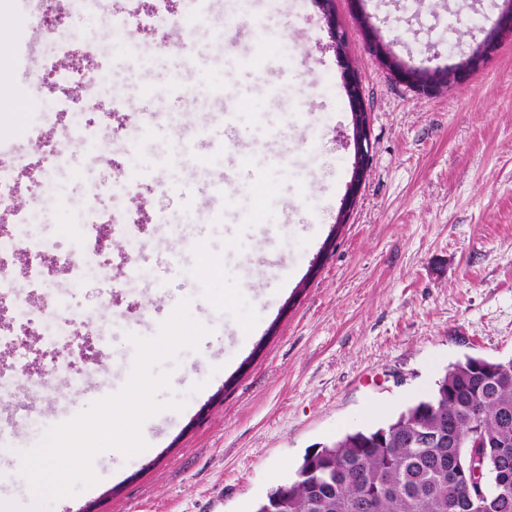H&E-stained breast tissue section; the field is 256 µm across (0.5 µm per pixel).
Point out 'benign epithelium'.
<instances>
[{
    "label": "benign epithelium",
    "mask_w": 512,
    "mask_h": 512,
    "mask_svg": "<svg viewBox=\"0 0 512 512\" xmlns=\"http://www.w3.org/2000/svg\"><path fill=\"white\" fill-rule=\"evenodd\" d=\"M330 29L336 58L341 68L340 78L346 92L352 112L353 127L357 135L353 139L355 150V163L353 177L350 182L351 192L359 188L364 174L365 161L370 147L367 126L364 123L365 108L363 88L357 72L350 63L345 52V32L334 9V0H315ZM365 29L369 31L366 41L380 62L387 67L400 81L412 87L422 95H432L450 84H460L467 81L477 70L485 64L486 60L498 49L500 43L512 37V5L499 7L498 17L486 32L484 39L473 48L462 60L444 67H426L408 63L398 58L388 45L382 42L376 29L367 23L366 17H361ZM450 471L461 481L475 483L476 496L487 497L494 487L493 479L487 474L471 477V471L461 465L450 466Z\"/></svg>",
    "instance_id": "1"
}]
</instances>
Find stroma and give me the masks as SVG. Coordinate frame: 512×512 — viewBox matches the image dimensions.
Returning a JSON list of instances; mask_svg holds the SVG:
<instances>
[{
    "label": "stroma",
    "mask_w": 512,
    "mask_h": 512,
    "mask_svg": "<svg viewBox=\"0 0 512 512\" xmlns=\"http://www.w3.org/2000/svg\"><path fill=\"white\" fill-rule=\"evenodd\" d=\"M240 2L217 0L199 16L187 0H170L178 23L166 53L151 31L137 32L134 53L112 31L113 16L148 11L155 0H105L72 19L63 32L72 49L58 66L111 69L122 101L116 123L145 132L93 152L65 135L69 117L49 114V37L29 46L25 0H11V52L0 70L26 110L0 114V141L34 153L29 130L38 124L63 138L68 154L53 173L57 204L39 214L33 234L67 252L85 236L82 206L135 211L146 260L140 275L128 274L116 231L105 276L78 286L74 269L59 265L31 298L71 331L101 329L98 363L51 374L40 387L21 370L38 367L41 344L0 339V414L24 427L22 436L0 437V501L30 505L22 454L61 415L97 401L94 393L71 399L65 379L101 369L123 388L136 355L130 331L165 321L184 298L211 330L164 364L170 386L157 399L185 400L184 409L147 420L149 447L132 458L100 453L97 483L42 512H255L307 452L385 423L427 396L450 364L512 358V39L467 83L427 97L382 66L349 0H334L371 141L357 202L339 228L354 144L329 28L313 0H248L265 30L231 34L233 49L220 52L225 19ZM498 2L423 0L410 16L401 0H364V8L395 55L436 66L470 52ZM451 11L462 22L452 34L442 23ZM176 78L192 86L189 96L165 95ZM229 103L261 190L240 188L226 207L210 198L224 183ZM203 121L213 158L204 175L181 152ZM274 152L287 165L272 163ZM164 157L172 163L162 168ZM259 252L268 256L261 278L244 287ZM204 254L214 271L200 267ZM153 283L159 293H149Z\"/></svg>",
    "instance_id": "1"
}]
</instances>
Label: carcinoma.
<instances>
[{
	"label": "carcinoma",
	"mask_w": 512,
	"mask_h": 512,
	"mask_svg": "<svg viewBox=\"0 0 512 512\" xmlns=\"http://www.w3.org/2000/svg\"><path fill=\"white\" fill-rule=\"evenodd\" d=\"M448 420L447 441L425 448L423 430ZM504 447L508 462L474 460L472 441ZM459 462L500 469L495 502H478L448 480ZM512 512V358L468 357L448 367L432 393L377 427L346 433L306 455L294 476L271 490L257 512Z\"/></svg>",
	"instance_id": "obj_1"
}]
</instances>
